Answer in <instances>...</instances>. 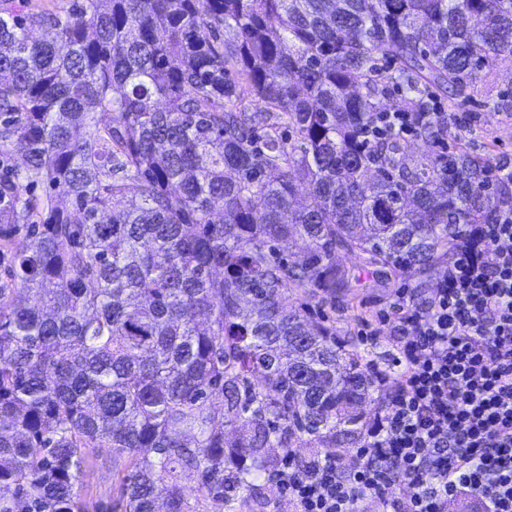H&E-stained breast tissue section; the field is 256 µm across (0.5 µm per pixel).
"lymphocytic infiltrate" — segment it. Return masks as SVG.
Instances as JSON below:
<instances>
[{
	"mask_svg": "<svg viewBox=\"0 0 512 512\" xmlns=\"http://www.w3.org/2000/svg\"><path fill=\"white\" fill-rule=\"evenodd\" d=\"M392 324L393 392L345 467L331 450L288 457L276 472L281 512H448L460 494L512 512V212L466 227L425 306L399 293L363 321L361 345ZM409 485L408 500L390 491Z\"/></svg>",
	"mask_w": 512,
	"mask_h": 512,
	"instance_id": "f902f5d3",
	"label": "lymphocytic infiltrate"
}]
</instances>
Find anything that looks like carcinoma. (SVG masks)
<instances>
[{
    "mask_svg": "<svg viewBox=\"0 0 512 512\" xmlns=\"http://www.w3.org/2000/svg\"><path fill=\"white\" fill-rule=\"evenodd\" d=\"M505 62L512 0H0V512H76L83 448L128 458L126 512H200L185 471L240 512L266 449L361 434L381 369L288 300L427 276L512 210L462 136L406 162Z\"/></svg>",
    "mask_w": 512,
    "mask_h": 512,
    "instance_id": "obj_1",
    "label": "carcinoma"
}]
</instances>
